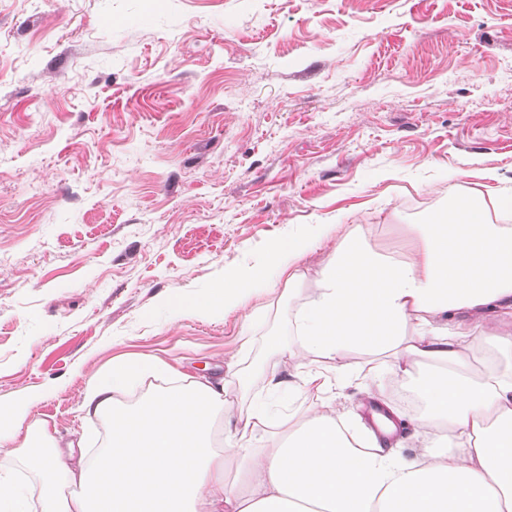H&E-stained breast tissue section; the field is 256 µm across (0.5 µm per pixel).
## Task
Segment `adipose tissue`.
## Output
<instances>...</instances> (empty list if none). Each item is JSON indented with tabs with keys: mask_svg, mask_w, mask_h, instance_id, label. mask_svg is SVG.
I'll list each match as a JSON object with an SVG mask.
<instances>
[{
	"mask_svg": "<svg viewBox=\"0 0 512 512\" xmlns=\"http://www.w3.org/2000/svg\"><path fill=\"white\" fill-rule=\"evenodd\" d=\"M314 248L273 241L271 268L162 301L171 319L210 318L286 274L294 339L270 348L288 365L249 407L225 383H170L160 360H113L84 398L109 422L106 447L88 459L39 429L22 453L40 489L0 472V512H512V225L462 204L391 251L358 226L309 277ZM355 352L412 383L420 411L389 405L356 430L315 368L344 370ZM147 376L166 387L120 402Z\"/></svg>",
	"mask_w": 512,
	"mask_h": 512,
	"instance_id": "adipose-tissue-1",
	"label": "adipose tissue"
}]
</instances>
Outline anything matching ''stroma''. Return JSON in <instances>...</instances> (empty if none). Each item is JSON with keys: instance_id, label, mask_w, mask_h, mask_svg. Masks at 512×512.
I'll return each mask as SVG.
<instances>
[{"instance_id": "1", "label": "stroma", "mask_w": 512, "mask_h": 512, "mask_svg": "<svg viewBox=\"0 0 512 512\" xmlns=\"http://www.w3.org/2000/svg\"><path fill=\"white\" fill-rule=\"evenodd\" d=\"M492 170L497 180L483 179ZM512 191V0H0V404L85 455L118 357L276 366L288 294L171 320L317 224Z\"/></svg>"}]
</instances>
